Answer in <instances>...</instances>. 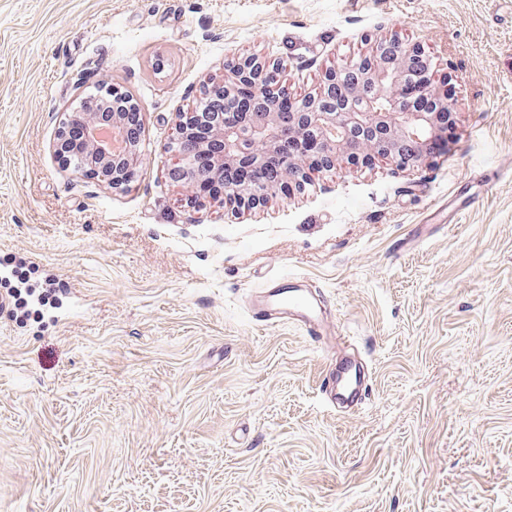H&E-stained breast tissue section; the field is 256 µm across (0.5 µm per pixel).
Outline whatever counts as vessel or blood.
Returning a JSON list of instances; mask_svg holds the SVG:
<instances>
[{
	"mask_svg": "<svg viewBox=\"0 0 512 512\" xmlns=\"http://www.w3.org/2000/svg\"><path fill=\"white\" fill-rule=\"evenodd\" d=\"M250 309L255 321L264 324L290 323L299 327L309 338L318 341L334 333L319 300L297 277L280 278L255 292L250 301ZM359 383V378L345 368L330 376L327 385L347 398L355 393Z\"/></svg>",
	"mask_w": 512,
	"mask_h": 512,
	"instance_id": "obj_1",
	"label": "vessel or blood"
}]
</instances>
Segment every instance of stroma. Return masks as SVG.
Returning <instances> with one entry per match:
<instances>
[{
    "label": "stroma",
    "mask_w": 512,
    "mask_h": 512,
    "mask_svg": "<svg viewBox=\"0 0 512 512\" xmlns=\"http://www.w3.org/2000/svg\"><path fill=\"white\" fill-rule=\"evenodd\" d=\"M393 36L459 99L414 168L236 212L169 179L239 58L302 91ZM102 82L143 109L124 189L54 152ZM466 181L480 201L410 244ZM284 276L335 335L253 320ZM350 355L344 410L322 385ZM0 512H512V0H0Z\"/></svg>",
    "instance_id": "stroma-1"
}]
</instances>
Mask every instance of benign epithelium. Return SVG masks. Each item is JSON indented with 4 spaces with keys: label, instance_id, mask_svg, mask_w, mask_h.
<instances>
[{
    "label": "benign epithelium",
    "instance_id": "benign-epithelium-1",
    "mask_svg": "<svg viewBox=\"0 0 512 512\" xmlns=\"http://www.w3.org/2000/svg\"><path fill=\"white\" fill-rule=\"evenodd\" d=\"M424 56L422 49L400 38L379 39L370 50L353 57L344 65L322 72L317 88L295 94L289 91L279 61L247 57L237 61L219 83L204 88L201 101L213 96L230 100L237 87L251 83L258 87L247 112H186L179 124V134H189L199 122L211 128L220 140V148L209 156L211 178H221L231 165L255 167L276 151L283 152L287 139H302L310 152L295 157L283 156L288 172L294 175L298 189L312 184L314 175L335 166L341 160L355 164L368 155L371 163H382L405 170L424 157L428 144L438 138L440 120L458 110L457 97H448V85H436L433 73L424 70L423 87L432 97V112H403L398 104L399 91L416 78L411 60ZM112 98V110L84 98L66 123L85 129L89 175L114 188L127 185V177L141 163L139 144L132 141L124 117L141 108L129 94L108 85L97 93ZM384 96L390 106H378ZM204 144L194 143V150L182 151L168 169L170 179L191 192L194 202L208 196L194 192L199 186L196 154ZM274 188L252 183L226 185L217 196L224 206L256 207L266 202Z\"/></svg>",
    "mask_w": 512,
    "mask_h": 512
}]
</instances>
